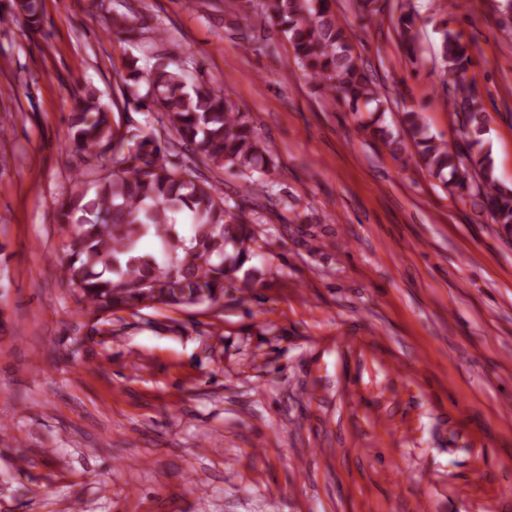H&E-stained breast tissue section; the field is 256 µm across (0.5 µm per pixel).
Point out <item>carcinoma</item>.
<instances>
[{
    "label": "carcinoma",
    "mask_w": 512,
    "mask_h": 512,
    "mask_svg": "<svg viewBox=\"0 0 512 512\" xmlns=\"http://www.w3.org/2000/svg\"><path fill=\"white\" fill-rule=\"evenodd\" d=\"M27 22L39 21V0H17ZM398 23L408 50H414V4ZM264 23L275 26L292 49L293 60L351 112H385L384 100L364 69L361 57L332 14L329 0H262ZM108 30L138 45L145 28L125 14L112 17ZM173 46L146 67L132 57L120 76L123 87L146 85L143 93L123 94V111L147 112V129L127 134L111 122L89 84L71 92L70 144L112 168L97 166L73 178L59 203L58 222L68 243L61 265L63 280L82 293L93 310L128 308L149 302L172 306L214 305L224 289L251 290L260 269L247 267L256 257L255 219L225 208L224 197L199 179L202 164L239 173L247 185L266 191L276 167L272 148L239 107L215 88L204 71L180 60ZM440 56L448 75V104L463 116L464 143L451 148L433 136L420 113L403 115L402 132L378 127L394 160L413 161L449 189L467 194L473 207L495 224L512 227V188L495 176L485 150L489 115L469 80L470 46L463 36L441 31ZM182 163L172 161L178 151ZM151 238L161 251L144 248Z\"/></svg>",
    "instance_id": "cac0c4a2"
}]
</instances>
